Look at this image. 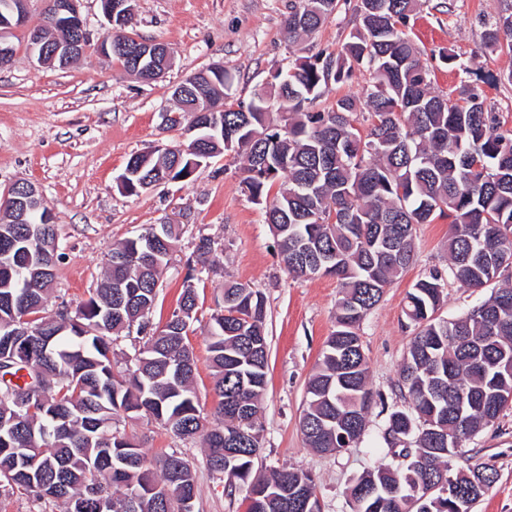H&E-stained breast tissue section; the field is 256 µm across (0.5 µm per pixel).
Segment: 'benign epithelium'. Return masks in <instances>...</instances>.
Returning <instances> with one entry per match:
<instances>
[{
  "label": "benign epithelium",
  "instance_id": "7a95c632",
  "mask_svg": "<svg viewBox=\"0 0 512 512\" xmlns=\"http://www.w3.org/2000/svg\"><path fill=\"white\" fill-rule=\"evenodd\" d=\"M28 0H5L0 9V68L12 64L16 53L9 39L13 29L24 25ZM80 0H45L42 22L28 28L29 54L42 66L65 68L84 55L90 43L89 33L79 10ZM102 11L110 28L98 44L101 54L112 51V34L127 26L128 0H101ZM130 66L144 81H153L171 66V53L165 44L137 39L127 46ZM8 220L14 224L28 223L32 213L41 223L51 224L53 218L44 206L37 186L31 182L13 186L3 198Z\"/></svg>",
  "mask_w": 512,
  "mask_h": 512
}]
</instances>
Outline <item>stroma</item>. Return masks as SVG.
Returning <instances> with one entry per match:
<instances>
[{
    "label": "stroma",
    "mask_w": 512,
    "mask_h": 512,
    "mask_svg": "<svg viewBox=\"0 0 512 512\" xmlns=\"http://www.w3.org/2000/svg\"><path fill=\"white\" fill-rule=\"evenodd\" d=\"M293 4L132 0L128 32L165 44L173 58L165 74L151 83L92 49L63 69L39 65L29 55L25 31L17 30L15 60L0 69V194L19 182L34 183L41 191L61 253L54 293L72 306L100 282L113 244L152 225H178L151 321L157 326L171 316L187 273H194L199 299L189 340L205 412H212L215 403L207 330L223 301L224 282L233 279L259 289L266 302L268 371L254 469L305 468L317 479L322 512H353L348 488L389 455L381 437L384 412L404 403L399 369L414 333L403 314L404 298L430 270L445 269L448 218L420 225L415 263L387 288L360 328L370 385L381 407L373 408L357 447L317 453L307 448L299 419L307 382L335 328V277L300 282L288 273L263 206L251 200L242 183L240 156L215 157L190 181H171L138 195L125 193L117 183L131 155L183 143L181 130L168 128L163 114L174 108L171 90L186 77L222 66L233 78L232 102L246 105L254 89L270 82L289 58L337 51L355 26L353 12L344 7L314 34L289 42L283 21ZM504 7L505 0H421L406 33L430 71L435 92L446 95L468 82L498 114L502 128L512 130V84L506 80L512 51L490 54L483 49L484 32ZM442 49L455 56V65L439 59ZM203 237L214 241L216 254L207 263H192ZM117 425L136 436L147 457L175 451L193 465L195 512H246L245 488L229 487L224 475L208 469L201 438H176L143 418L122 416ZM467 466H488L498 473L473 512H512V409L450 460L451 470Z\"/></svg>",
    "instance_id": "1"
}]
</instances>
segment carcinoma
I'll return each mask as SVG.
<instances>
[{
    "mask_svg": "<svg viewBox=\"0 0 512 512\" xmlns=\"http://www.w3.org/2000/svg\"><path fill=\"white\" fill-rule=\"evenodd\" d=\"M348 0H295L283 21L288 40L318 31ZM419 0H356L358 25L338 52L288 62L284 78L255 90L251 103L219 113L224 134L196 130L207 158L246 159L242 183L267 224L288 272L297 279L330 275L341 288L336 330L327 338L306 388L300 417L308 447L339 452L357 446L376 404L360 325L385 288L413 263L416 226L450 219L448 268L434 269L407 293L404 314L415 327L400 369L408 406L387 414L383 439L392 461L362 473L350 486L354 512H455L444 495L455 486L470 497L489 488L497 471L484 467L449 474L448 459L512 407V285H498L512 267V131L497 130L474 86L448 98L432 91L429 69L403 31ZM509 14L489 25L484 48L508 40ZM369 75L366 112L342 97L310 109L330 83ZM229 76L209 72L199 93L228 95ZM278 104L280 123L270 117ZM190 155L159 152L130 160L141 182L190 180ZM279 184L274 197L270 189ZM179 229L147 228L113 246L103 278L89 298L48 308L59 239L54 224L0 222V486L65 512H192L195 471L168 454L147 459L140 445L113 428L117 416L145 417L180 439L197 435L205 464L247 485V512H322L313 475L284 468L252 476L261 443L258 424L267 386L265 300L246 283L224 284V308L212 313L208 349L216 403L204 415L196 393L197 364L189 342L198 305L194 276H186L178 308L164 326L150 327ZM465 288L492 287L466 315H438L448 280ZM39 318L23 326L20 310ZM30 330L26 353L11 335ZM143 334L123 368L113 344L123 331ZM30 401L37 412L28 415ZM251 408L244 419L235 405ZM237 456L224 462L225 444ZM135 497L127 499L128 494Z\"/></svg>",
    "mask_w": 512,
    "mask_h": 512,
    "instance_id": "1",
    "label": "carcinoma"
}]
</instances>
